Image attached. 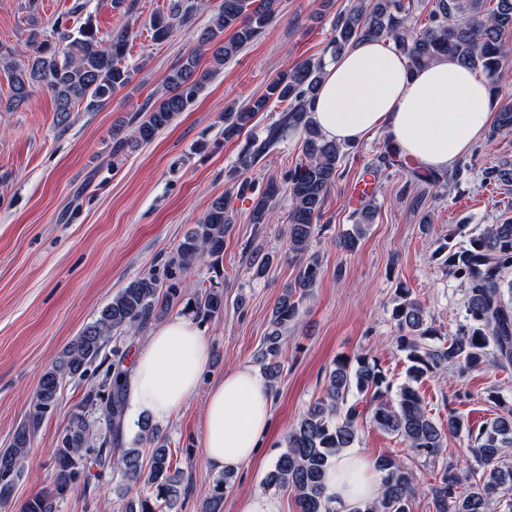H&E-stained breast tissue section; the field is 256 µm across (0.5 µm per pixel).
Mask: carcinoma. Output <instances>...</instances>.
Wrapping results in <instances>:
<instances>
[{
  "mask_svg": "<svg viewBox=\"0 0 512 512\" xmlns=\"http://www.w3.org/2000/svg\"><path fill=\"white\" fill-rule=\"evenodd\" d=\"M413 0H353L336 16L330 41L331 59H336L363 39L390 41L405 56L412 69L426 67L444 55L482 74L498 93L503 62L512 51L507 36L512 34V0H496L486 8L485 0H434L428 25L421 31L412 26ZM276 0H221L213 27L198 37L199 49L182 56L163 81L158 101L145 109L146 115L131 120L134 127L123 134L127 123L112 130L116 149L146 144L155 134L186 111L204 85L224 62L254 41L274 18ZM191 18L189 7L173 3L167 16L152 21L156 41L167 39L176 24ZM230 31L229 39L224 32ZM50 38L31 32L32 53L18 64L8 59L11 49L0 45V60L8 73L11 94L6 107L12 111L25 106L33 88L51 94L59 122L83 104L93 111L126 87L132 80L125 58L133 31L121 28L103 39L91 19L76 29L64 18H56ZM211 52L212 67L199 68L200 55ZM327 62L305 59L292 65L271 81L266 91L247 104L224 109V139L241 135L260 112L272 102L286 104L280 118L267 127L263 138L247 141L238 156V168L248 171L268 149L292 131L304 133L300 162L285 175L291 200L288 211L289 253L299 265L297 276L275 303L258 360L269 383L278 377L286 356L288 327L297 324L300 307L316 288L321 263L309 252L319 233L326 195L339 177L344 146L326 140L309 119L307 104L315 97ZM512 131V103L496 112L493 132ZM280 187L274 182L252 199L251 223L268 224L273 219L271 201ZM229 224L224 198L216 199L200 222L186 235L177 250V262L189 268L224 252V236ZM448 268L469 284L465 319L447 340L432 344L436 332L426 322L424 310L407 288L397 289L399 301L392 309L396 341L407 352L411 382L390 397L392 382L383 369L363 356L351 361L340 358L329 372L324 395L289 431L282 452L263 488L292 489L300 512H333L332 499L323 482L338 454L354 447L359 439V419L371 413L376 426L402 440L419 456L434 463L444 456L447 435L466 432L475 443L473 451L483 469L482 476L464 485L452 466L444 463L440 479L432 487L434 512H512V465L504 462L505 450L512 447V409L492 421L469 424L455 412L437 422L428 415L422 395L413 386L419 379L449 366L465 373L485 364L500 368L512 365V220L489 226L469 242V247L448 254ZM216 278L188 297L171 284L164 287L149 276L131 281L87 325L80 336L64 349L40 378L25 422L15 431L10 447L0 451V504L8 503L15 482L22 476L31 437L48 411L55 408L63 382L84 375L95 363L112 333L140 332L170 306L182 303L194 318L207 319L224 309L221 272L213 264ZM123 360L115 359L105 380L90 388L80 409L63 428L55 450L51 489L28 499L23 512H56L57 503L69 495L79 480L89 487L85 472L97 467L127 482L146 485V492L131 498L124 512H169L179 495V471L173 470L171 450L161 442L156 428L147 419L137 422L139 432L132 448L122 447L127 421V390L123 382ZM153 442L149 457L138 445ZM382 474L381 494L371 502L356 505L352 512H410L418 493L412 471L390 455L376 459ZM232 474L224 473L214 484L203 512H221L224 491Z\"/></svg>",
  "mask_w": 512,
  "mask_h": 512,
  "instance_id": "1",
  "label": "carcinoma"
}]
</instances>
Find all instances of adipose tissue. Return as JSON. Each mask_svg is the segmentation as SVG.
I'll list each match as a JSON object with an SVG mask.
<instances>
[{"instance_id": "ef3b65f1", "label": "adipose tissue", "mask_w": 512, "mask_h": 512, "mask_svg": "<svg viewBox=\"0 0 512 512\" xmlns=\"http://www.w3.org/2000/svg\"><path fill=\"white\" fill-rule=\"evenodd\" d=\"M490 105L487 82L456 59L412 72L392 42L363 40L327 67L309 118L327 140L354 144L381 130L418 165L449 170L485 133ZM209 359L195 322L168 319L134 358L129 405L157 421L173 417L197 390ZM271 409V391L253 367L231 368L210 387L198 433L215 472L239 471L255 457ZM325 484L336 512H351L381 488L373 462L353 450L337 457Z\"/></svg>"}]
</instances>
